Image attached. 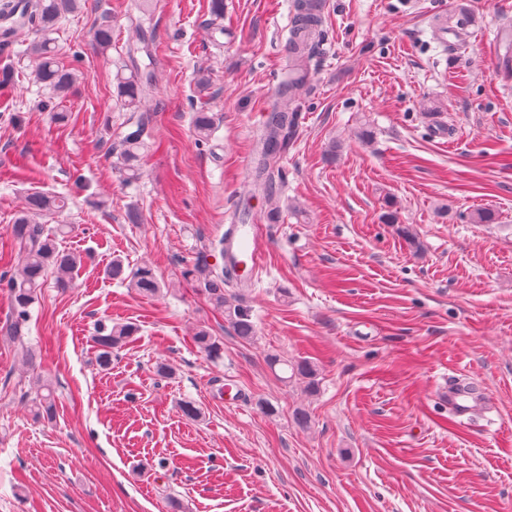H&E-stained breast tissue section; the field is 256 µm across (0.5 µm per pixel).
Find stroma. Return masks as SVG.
Here are the masks:
<instances>
[{
	"label": "stroma",
	"mask_w": 512,
	"mask_h": 512,
	"mask_svg": "<svg viewBox=\"0 0 512 512\" xmlns=\"http://www.w3.org/2000/svg\"><path fill=\"white\" fill-rule=\"evenodd\" d=\"M209 2L84 0L55 34L81 76L65 124L41 110L54 93L32 83L22 45L0 52L16 72L0 89V277L16 268L13 219L35 191L68 197L41 223L72 225L61 245L84 257L71 287L47 278L21 340L4 333L0 288V512H168L172 499L184 512H512V0H324L277 224L251 163L294 0H224L219 44L203 26ZM139 22L157 80L143 173L128 184L114 167L129 118L116 75ZM201 110L215 115L206 142L192 127ZM479 210L495 223H473ZM390 211L398 224L383 223ZM236 221L265 242L258 278L225 287L251 311V341L183 277L203 256L222 267L209 244ZM116 257L152 265L161 294L108 278ZM104 317L138 328L107 371L92 341ZM200 326L223 342L220 359L196 349ZM271 354L313 362L315 391L282 382ZM37 374L56 383L54 419L24 404ZM457 378L481 401L463 419L448 406Z\"/></svg>",
	"instance_id": "35a3bbf8"
}]
</instances>
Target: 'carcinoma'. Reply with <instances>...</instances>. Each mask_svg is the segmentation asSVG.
Instances as JSON below:
<instances>
[{"label":"carcinoma","instance_id":"carcinoma-1","mask_svg":"<svg viewBox=\"0 0 512 512\" xmlns=\"http://www.w3.org/2000/svg\"><path fill=\"white\" fill-rule=\"evenodd\" d=\"M295 13L288 41L290 68L288 80L279 92V101L269 113L262 131V151L254 168L255 180L266 190L267 218L277 222L280 214L279 199L274 185L279 178L276 161L288 153L293 144V133L297 125L300 105L295 100L296 92L305 86L311 73V60L322 40L321 11L322 0H295ZM81 9L80 0H0V45L13 44L17 36L26 31L33 35L27 53L35 61L33 82L51 88L57 95L64 96L78 80L77 71L69 69L58 61L55 41L51 37L67 15ZM209 25L212 34L224 35L221 21L224 18V0H211ZM149 53L145 35L127 49L125 67L129 76L117 78V97L124 106L137 112L142 105L145 93L153 84L152 75L141 69L138 54ZM148 116L141 114L131 123V128L121 137L117 152V167L124 180L133 183L140 178L141 160L146 148ZM196 139L207 140L214 131V117L208 112H196L193 118ZM63 196L32 193L28 196L27 207L16 218L12 233L15 239L20 264L17 271L8 278L6 288L15 315L13 338H19L21 327L27 320L29 308L38 299V293L46 278L53 276L56 284L67 288L82 265V256L60 248V239L71 232L68 224H59L50 232L44 231L35 217L66 207ZM106 273L114 280L128 282L144 296H155L161 292V283L152 267L143 264L135 268L124 266L119 259L112 260ZM183 277L196 284L206 300L224 313V318L234 332L242 339H252L256 335L250 309L236 298L224 295V272H216L207 260L201 258L185 268ZM138 328L131 323L100 321L93 336L96 347V363L107 369L112 365V352L134 340ZM193 340L199 352L211 359L221 357L222 342L211 332L201 327ZM293 374L308 380L309 390L315 389V366L309 361L291 364ZM35 396L31 406L36 415L52 418L55 412L56 384L49 378L38 377L34 381Z\"/></svg>","mask_w":512,"mask_h":512}]
</instances>
